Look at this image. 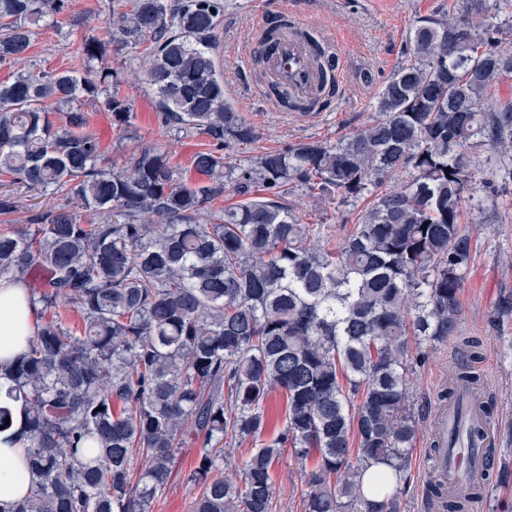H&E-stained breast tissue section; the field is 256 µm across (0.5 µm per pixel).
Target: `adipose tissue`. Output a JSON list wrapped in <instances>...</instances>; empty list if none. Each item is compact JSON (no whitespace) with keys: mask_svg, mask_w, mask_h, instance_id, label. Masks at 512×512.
I'll return each mask as SVG.
<instances>
[{"mask_svg":"<svg viewBox=\"0 0 512 512\" xmlns=\"http://www.w3.org/2000/svg\"><path fill=\"white\" fill-rule=\"evenodd\" d=\"M37 324L36 309L23 283L0 278V372L26 351ZM30 485L23 442L0 441V507L6 510L25 499Z\"/></svg>","mask_w":512,"mask_h":512,"instance_id":"obj_1","label":"adipose tissue"}]
</instances>
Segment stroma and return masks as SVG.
Instances as JSON below:
<instances>
[{
  "mask_svg": "<svg viewBox=\"0 0 512 512\" xmlns=\"http://www.w3.org/2000/svg\"><path fill=\"white\" fill-rule=\"evenodd\" d=\"M276 0H224V17L218 44L224 70V98L255 127L257 137L248 144L228 143L226 161L240 163L309 138L336 141L361 129L375 116V102L384 80L398 66L407 32L415 17L435 12L443 0H288L301 12L310 28L332 35L344 58L343 78L347 87L341 98L324 103L322 112L310 121L293 114L275 112L254 93L258 84L255 63L247 62L249 23ZM110 19V0H71L70 20L62 28H44L33 38L28 64L32 70L66 69L73 66L71 31L97 34ZM137 53L132 49L109 51L107 62L121 80L120 92L130 103L136 119L127 130H116L112 115L100 103L84 101L91 115L88 129L105 149V163H123L136 149L153 146L168 154L188 180H196L191 167L194 155L210 142L205 135L181 131L161 124L154 97L138 71ZM512 153L498 156L492 168L477 172L487 192L496 194L499 205L494 215L479 213L472 205L463 207V225L470 232L475 253L460 294V328L476 337L482 346L483 370L495 391L492 421L495 433V465L483 484L482 497L474 512H512V481L501 484L502 469H512V312L504 302L512 301ZM306 222L332 226L330 246L342 244L352 230L366 199L346 203L317 199L302 191L289 196ZM454 344L440 345L424 357L410 355L407 408L417 434L410 455L408 480L400 496V512H434L427 497L433 477L431 459L437 437L440 394L448 385V367L460 361ZM198 445L187 439L176 455L173 478L151 505L152 512H192L198 494L188 483ZM273 512H303L305 489L292 448L282 449L272 465Z\"/></svg>",
  "mask_w": 512,
  "mask_h": 512,
  "instance_id": "stroma-1",
  "label": "stroma"
}]
</instances>
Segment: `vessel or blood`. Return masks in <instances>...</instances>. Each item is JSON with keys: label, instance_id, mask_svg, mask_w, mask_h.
Here are the masks:
<instances>
[{"label": "vessel or blood", "instance_id": "b4317fda", "mask_svg": "<svg viewBox=\"0 0 512 512\" xmlns=\"http://www.w3.org/2000/svg\"><path fill=\"white\" fill-rule=\"evenodd\" d=\"M304 29L298 12L278 6L254 19L253 48L262 57L267 76L266 86L258 88L257 93L279 112L286 111L287 101L308 104L318 97L324 77L314 61L315 46L331 53L337 50L334 41L324 34L319 35L317 42H310L303 35ZM273 85L280 88V96L270 95ZM467 445V454L443 456L437 462L440 479L449 490L458 489L465 481L482 483L490 467L480 440H468Z\"/></svg>", "mask_w": 512, "mask_h": 512}]
</instances>
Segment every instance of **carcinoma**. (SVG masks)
Listing matches in <instances>:
<instances>
[{
	"instance_id": "carcinoma-1",
	"label": "carcinoma",
	"mask_w": 512,
	"mask_h": 512,
	"mask_svg": "<svg viewBox=\"0 0 512 512\" xmlns=\"http://www.w3.org/2000/svg\"><path fill=\"white\" fill-rule=\"evenodd\" d=\"M70 0H0V176L62 196L0 233V276L24 282L39 325L0 385V426L22 402L28 496L0 512H151L178 448L200 444L188 481L193 512H271L272 464L290 445L302 464L304 512H399L416 428L406 407L410 344L456 341L467 361L448 400L485 386L481 344L461 335L460 291L474 252L462 204L484 211L472 166L512 150V102L491 92L512 74L495 24L512 0L450 4L414 20L404 59L378 93L377 118L358 132L310 139L246 164L226 140L256 138L224 100L217 31L224 0H112L102 39L78 35L82 69L23 66L42 27H59ZM162 124L198 131L190 184L165 152L142 147L102 165L87 131V97L121 130L133 112L106 63L108 47L137 49ZM56 115L59 123L51 116ZM396 179L399 185L383 189ZM267 196L214 211L231 189ZM300 187L341 202L372 196L344 243L287 203ZM75 311L74 330L57 314ZM287 397L286 421L251 449L241 476L224 449L261 435L264 403ZM312 465H307V462ZM393 486L369 500L366 468ZM481 486L429 489L439 512H469Z\"/></svg>"
}]
</instances>
